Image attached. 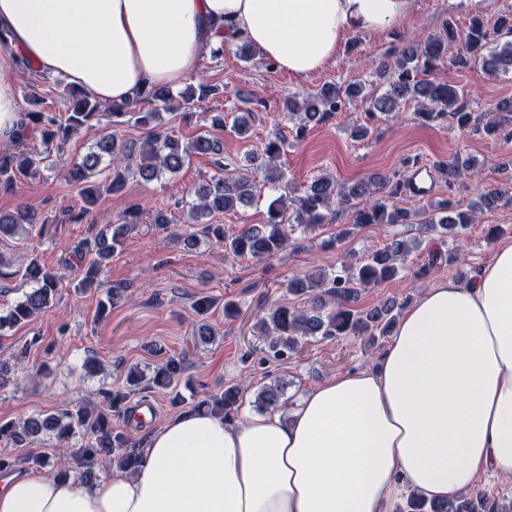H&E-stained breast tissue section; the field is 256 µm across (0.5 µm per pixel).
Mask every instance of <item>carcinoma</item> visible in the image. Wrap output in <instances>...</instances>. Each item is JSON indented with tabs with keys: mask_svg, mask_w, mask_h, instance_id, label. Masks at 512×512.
<instances>
[{
	"mask_svg": "<svg viewBox=\"0 0 512 512\" xmlns=\"http://www.w3.org/2000/svg\"><path fill=\"white\" fill-rule=\"evenodd\" d=\"M490 33L484 20L475 17L463 29L451 26L433 34L419 44H407L381 59L377 73L385 78L386 89L380 95L364 93L360 84L342 88L333 82L323 84L315 93L304 97L297 95L284 99V117L295 123L297 132H303L312 122L344 111L347 103L360 100L368 114L377 112L391 115L408 102L417 105V115L430 122L452 118L459 129L470 127L473 113L458 107V92L446 84L429 78L443 62L456 68H468L479 64L489 74L512 71V13L499 17L496 25L498 42L493 51L483 55ZM462 44L465 53L454 54L451 49ZM68 100L66 117L46 110L26 109L19 113L13 141L23 143L40 135L46 146L43 153L3 152L0 154V190H12L22 179H34L41 175V168L51 157V147L66 142L83 127L92 128L104 112L112 117V126L130 116L145 128L149 135L136 143L122 139L117 131L99 135L92 150L78 163L62 166L64 177L81 187L85 206L70 221L80 223L90 213L101 191L109 193L122 190L127 180L137 177L146 184L179 174L194 155L214 157L215 173L203 181L193 192V198L184 202L189 223L215 213H223L252 203L261 190L289 193L273 198L267 208L268 223L249 225L232 236L224 235V225L206 224L201 232L187 227L177 234V240L185 247L197 245L198 234L217 242L235 256L263 260L287 249L296 229L314 231L329 215L348 206L354 209L355 224H408L415 219L420 224L421 238L414 244L396 239L387 246L369 253L356 265H344L341 269H316L304 275L288 279L283 287L288 294L310 299V305L297 309L277 305L262 315L254 324L258 335L265 340L267 356L280 360L298 351L303 338L333 336H367L375 341L378 336L388 335L396 323L395 310L404 308L410 297L398 303L385 300L370 309L358 307L361 291L391 280L406 265L411 253L423 240L433 237H457L477 221V214L491 206L499 193L485 190L467 209H458L451 200H444L437 211L413 213L391 203L403 186V179L393 172L366 180L338 182L331 175H321L309 183L290 190L284 172L277 166L284 153L285 139L276 135L248 157L249 168L237 173L226 172L222 161L223 144L203 132L188 142L174 134L155 132L156 121L161 118L160 109L171 107L173 92L166 87L154 86L131 101L107 106L73 85L63 90ZM252 96H243L242 107L234 115L233 129L243 137L249 130L253 116L249 104ZM492 119L485 123V131L491 135L512 126V101L504 100L489 112ZM106 164L108 174L102 183H90L101 164ZM469 160L456 157L442 165L445 181L453 182L470 174ZM48 219L41 214L19 207L13 212L0 214V236L14 237L27 234L34 227L44 229ZM145 223L143 210L131 207L117 224H106L91 238L78 242L71 256L80 262L81 277L74 288L81 293H102L99 314L106 313L115 300L128 291L126 286H116L106 279L108 264L115 251L124 245L130 234ZM23 283L29 286L23 297L0 315V331L25 324L35 319L53 301L63 280L55 269L32 259L21 272ZM211 304L202 299L196 304L199 320L196 323L200 343L210 342L215 329L206 321ZM187 366L180 356L171 355L146 374L135 367L128 371L123 391L110 394L104 407L86 403L66 404L48 415H32L19 421H0V442L31 446L40 442L45 432H54L62 439L81 434L87 442L67 460L54 466V473L67 480H90L97 476L100 461L108 459L117 469L132 470L138 461L139 447L117 425L112 416L127 411V400L132 394L147 389H162L174 393L173 403H179L177 387L185 379ZM241 391L235 385L224 386L202 401L203 410L229 421L230 412L237 406ZM284 391L278 384L263 388L257 395V407H277L284 404ZM36 468L51 465L50 459L29 453L22 459ZM9 453L0 454V470L10 469L22 461ZM398 512H512V499H497L482 489H473L453 501H426L409 494Z\"/></svg>",
	"mask_w": 512,
	"mask_h": 512,
	"instance_id": "cac0c4a2",
	"label": "carcinoma"
}]
</instances>
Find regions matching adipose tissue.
<instances>
[{
  "instance_id": "1",
  "label": "adipose tissue",
  "mask_w": 512,
  "mask_h": 512,
  "mask_svg": "<svg viewBox=\"0 0 512 512\" xmlns=\"http://www.w3.org/2000/svg\"><path fill=\"white\" fill-rule=\"evenodd\" d=\"M412 0H0V143L16 125L8 73L26 60L102 103L179 87L217 28L304 78L355 32L401 25ZM512 479V243L407 308L372 367L234 424L204 411L153 431L137 467L87 483L23 473L0 512H395Z\"/></svg>"
}]
</instances>
